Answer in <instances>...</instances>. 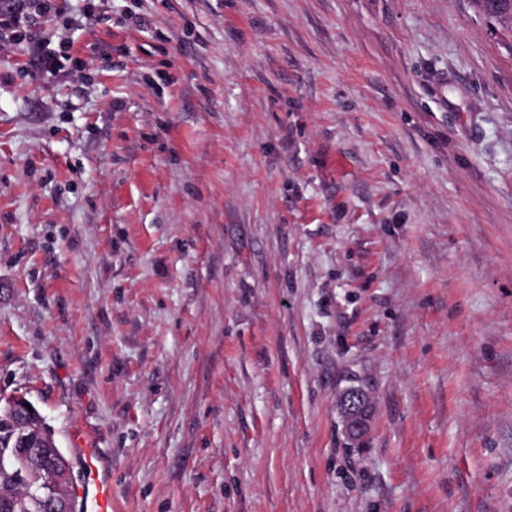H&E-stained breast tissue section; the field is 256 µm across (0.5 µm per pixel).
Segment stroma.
Listing matches in <instances>:
<instances>
[{"label": "stroma", "instance_id": "stroma-1", "mask_svg": "<svg viewBox=\"0 0 512 512\" xmlns=\"http://www.w3.org/2000/svg\"><path fill=\"white\" fill-rule=\"evenodd\" d=\"M40 29L81 66L0 28V397L98 449L112 512H512V30L476 0ZM364 394L362 388H350L345 397L346 406H342L346 429L351 438H358L368 432L370 419L364 416L361 410L364 408Z\"/></svg>", "mask_w": 512, "mask_h": 512}]
</instances>
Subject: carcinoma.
Masks as SVG:
<instances>
[{"instance_id":"obj_1","label":"carcinoma","mask_w":512,"mask_h":512,"mask_svg":"<svg viewBox=\"0 0 512 512\" xmlns=\"http://www.w3.org/2000/svg\"><path fill=\"white\" fill-rule=\"evenodd\" d=\"M482 10L512 28V5L503 0L496 9L477 0ZM7 399L0 398V512H47L46 504L58 494V482L37 468L21 469L16 456L23 454L18 429L2 414Z\"/></svg>"}]
</instances>
